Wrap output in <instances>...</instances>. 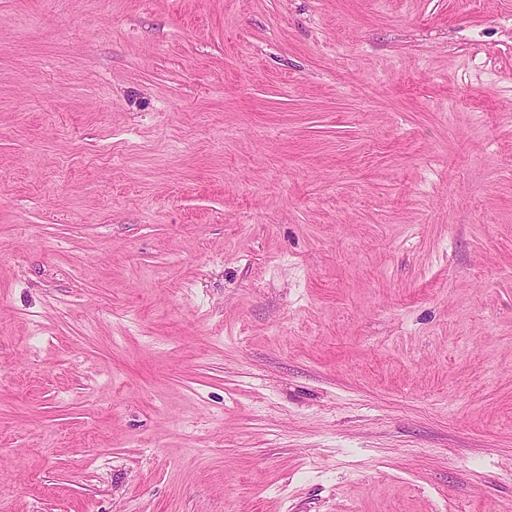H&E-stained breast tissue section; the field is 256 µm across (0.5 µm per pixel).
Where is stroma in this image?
<instances>
[{"label": "stroma", "instance_id": "obj_1", "mask_svg": "<svg viewBox=\"0 0 512 512\" xmlns=\"http://www.w3.org/2000/svg\"><path fill=\"white\" fill-rule=\"evenodd\" d=\"M0 512H512V0H0Z\"/></svg>", "mask_w": 512, "mask_h": 512}]
</instances>
